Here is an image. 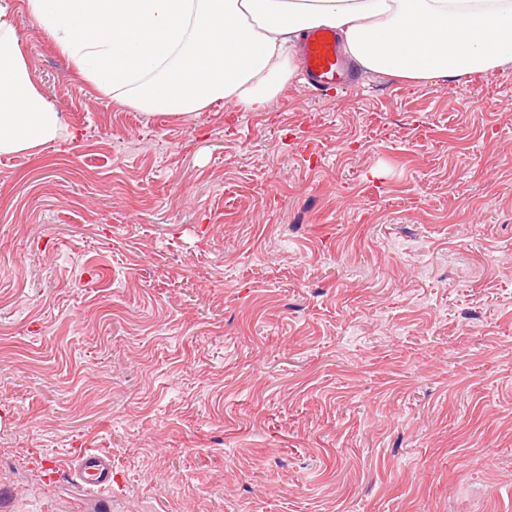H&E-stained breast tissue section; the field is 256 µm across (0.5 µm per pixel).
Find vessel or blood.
I'll list each match as a JSON object with an SVG mask.
<instances>
[{
	"instance_id": "vessel-or-blood-1",
	"label": "vessel or blood",
	"mask_w": 512,
	"mask_h": 512,
	"mask_svg": "<svg viewBox=\"0 0 512 512\" xmlns=\"http://www.w3.org/2000/svg\"><path fill=\"white\" fill-rule=\"evenodd\" d=\"M303 70L311 89L330 83L350 84L353 71L341 50L335 29L310 30L299 47ZM67 476L82 485L86 494L98 496L112 489V454L101 448H88L74 458Z\"/></svg>"
}]
</instances>
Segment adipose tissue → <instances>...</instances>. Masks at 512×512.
I'll use <instances>...</instances> for the list:
<instances>
[{
	"mask_svg": "<svg viewBox=\"0 0 512 512\" xmlns=\"http://www.w3.org/2000/svg\"><path fill=\"white\" fill-rule=\"evenodd\" d=\"M31 14L105 92L151 114L222 101L264 111L296 67L289 47L336 29L364 71L432 82L512 65V0H27ZM0 0V155L62 133L13 48Z\"/></svg>",
	"mask_w": 512,
	"mask_h": 512,
	"instance_id": "1",
	"label": "adipose tissue"
}]
</instances>
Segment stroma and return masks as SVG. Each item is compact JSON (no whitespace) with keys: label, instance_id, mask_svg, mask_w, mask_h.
Here are the masks:
<instances>
[{"label":"stroma","instance_id":"obj_1","mask_svg":"<svg viewBox=\"0 0 512 512\" xmlns=\"http://www.w3.org/2000/svg\"><path fill=\"white\" fill-rule=\"evenodd\" d=\"M9 2L0 512H512V67L148 115ZM10 3L0 2V155L31 154L62 133L58 112L33 84L15 39ZM47 463L53 472H62L82 485L85 493L90 496L112 490V454L103 448H85L64 471L54 458L47 460Z\"/></svg>","mask_w":512,"mask_h":512}]
</instances>
